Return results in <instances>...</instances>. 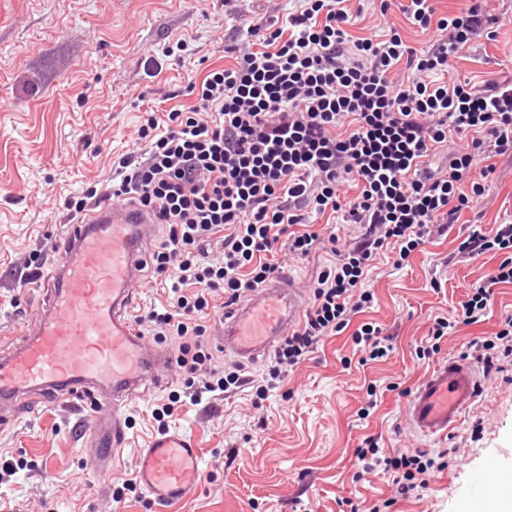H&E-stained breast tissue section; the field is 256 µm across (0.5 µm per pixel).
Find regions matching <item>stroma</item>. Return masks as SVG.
I'll return each mask as SVG.
<instances>
[{"label": "stroma", "mask_w": 512, "mask_h": 512, "mask_svg": "<svg viewBox=\"0 0 512 512\" xmlns=\"http://www.w3.org/2000/svg\"><path fill=\"white\" fill-rule=\"evenodd\" d=\"M362 5L351 35L379 37L394 28L411 46L431 42V33L398 8L381 12L380 0ZM482 6L499 19L496 36L474 40L453 69L478 84L512 76V0H482ZM256 8L255 0H0V345L16 343L41 310L37 280L20 273L34 251L51 264L59 259L56 245L71 222L64 200L105 190L113 161L137 146L144 111L193 106L190 86L233 64L224 35L234 26L246 30ZM178 42L182 52L165 56ZM148 56L161 68L153 78L142 67ZM492 165L471 209L434 231L408 263L396 266L390 248L373 261L365 287L374 300L356 320L393 336L385 360L362 363L345 331L327 337L262 404L243 389L179 407L169 428L194 440L201 472L194 490L166 507L153 505L141 489L118 503L112 492L135 477L139 450L157 433L152 406L176 388L174 371L130 406L127 443L103 478L85 451L91 409L29 399L0 424V464L15 470L0 480V512H350L354 505L367 512L394 493L383 472L354 477L356 451L368 437L390 452L452 451L447 469L431 473L419 497L399 500L393 512H463L468 501H488L496 490L476 473L496 465L512 474V382L505 374L488 371L486 396L443 439L417 438L402 408L433 365L415 350L435 319L458 321L440 345L462 354L512 314V285H499L479 322H459L467 293L503 259L495 251L458 257L460 242L474 229L487 233L512 223V156L495 157ZM305 221L335 235V248L305 257L281 251L275 260L294 275L308 305L334 251L347 249L361 229L329 214L309 212Z\"/></svg>", "instance_id": "obj_1"}]
</instances>
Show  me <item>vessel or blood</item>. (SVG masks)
Here are the masks:
<instances>
[{
	"mask_svg": "<svg viewBox=\"0 0 512 512\" xmlns=\"http://www.w3.org/2000/svg\"><path fill=\"white\" fill-rule=\"evenodd\" d=\"M153 221L145 212L108 204L69 225L61 258L42 284L41 316L19 343L0 351L1 401L33 395L47 402L90 400L98 416L88 447L102 475L125 445L129 406L172 365L165 349L138 336L129 316L144 230ZM300 309L291 275L278 273L221 318L216 346L258 360L288 334ZM483 392L480 366L452 353L417 384L403 416L416 436L444 438ZM139 455L136 479L155 504L182 500L200 476V450L183 433L160 434Z\"/></svg>",
	"mask_w": 512,
	"mask_h": 512,
	"instance_id": "b4317fda",
	"label": "vessel or blood"
}]
</instances>
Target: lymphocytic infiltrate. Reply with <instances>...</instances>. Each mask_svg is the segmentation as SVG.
Returning a JSON list of instances; mask_svg holds the SVG:
<instances>
[{
	"label": "lymphocytic infiltrate",
	"instance_id": "f902f5d3",
	"mask_svg": "<svg viewBox=\"0 0 512 512\" xmlns=\"http://www.w3.org/2000/svg\"><path fill=\"white\" fill-rule=\"evenodd\" d=\"M399 9L412 25L434 29L427 47L406 44L395 30L382 40L353 37L357 15L347 0H300L281 22L253 15V47L192 87L196 103L188 110L144 113L141 145L113 162L111 186L68 201L75 215L104 199L132 203L162 226L141 267L165 302L133 318L138 333L170 343L180 372L179 390L156 405L155 418L172 416L182 400L199 403L245 385L263 401L325 337L348 328L368 360L386 357L392 339L381 328L350 326L373 299L364 287L371 262L387 247L407 261L433 226L455 223L482 195L470 177L477 158L512 156V77L477 85L450 76L471 42L493 39L494 17L480 0L442 17L435 0H404ZM455 134L470 137V150L433 167ZM347 183L358 193L345 200ZM307 210L340 213L343 223L361 227L358 241L320 273L311 306L274 347L261 378L240 362L220 365L205 341V316L217 304L232 310L279 272L277 250L304 257L322 244L319 232L302 225ZM490 251L504 258L462 302L464 323L479 321L495 286L512 284L511 223L491 236L473 231L458 247L463 258ZM468 349L497 372L512 367V315ZM450 454L386 452L365 439L361 473H389L395 488L369 512L418 495Z\"/></svg>",
	"mask_w": 512,
	"mask_h": 512
}]
</instances>
